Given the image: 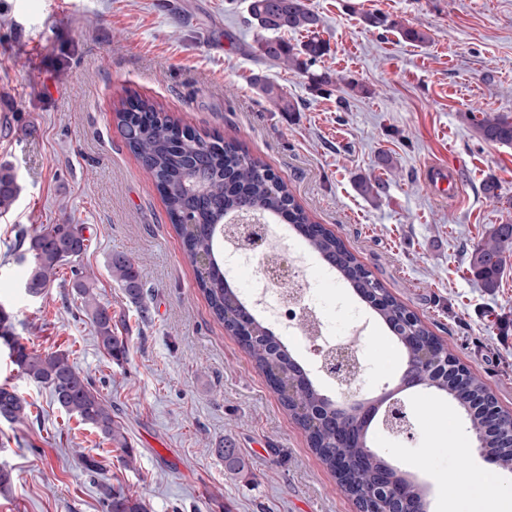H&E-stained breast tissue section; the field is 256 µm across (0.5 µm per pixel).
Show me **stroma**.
<instances>
[{
  "mask_svg": "<svg viewBox=\"0 0 512 512\" xmlns=\"http://www.w3.org/2000/svg\"><path fill=\"white\" fill-rule=\"evenodd\" d=\"M321 20L328 53L305 75L257 56L249 0H0V164L13 167L19 194L0 212V304L29 346L63 350L112 403L134 451L126 466L114 445L70 419L48 390L22 378L0 350V385L32 409L21 423L0 421V512H102L83 466L100 461L118 488L144 493L149 512H358L353 498L309 448L238 340L226 333L198 290L162 196L128 149L114 111L152 101L180 125L236 139L285 181L311 221L341 238L383 288L414 311L499 406L512 413V259L487 292L468 271L475 245L493 225L512 223V146L484 142L480 113L512 116V0H305ZM391 19L370 28L365 14ZM427 33L402 39L397 25ZM279 84L296 111L280 112L249 81ZM387 153L392 165L376 164ZM452 168L456 199L423 183L426 165ZM381 184L377 197L355 181ZM497 179L500 200L483 184ZM80 224L91 240L45 294L22 288L27 266L10 251L21 230ZM134 258L146 282V309L111 277L108 256ZM323 313L338 324L365 305L323 265ZM92 278L128 344L116 363L99 349L70 292L74 275ZM369 370L356 387L329 380L337 399H371L395 387L403 355L372 331L363 343ZM431 392L405 397L413 439L372 427L370 449L427 487L439 512L445 476L485 466L467 453L434 447L423 429ZM230 443L247 466L225 470L217 450Z\"/></svg>",
  "mask_w": 512,
  "mask_h": 512,
  "instance_id": "1",
  "label": "stroma"
}]
</instances>
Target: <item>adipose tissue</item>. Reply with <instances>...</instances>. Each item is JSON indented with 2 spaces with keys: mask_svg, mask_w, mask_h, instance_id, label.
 <instances>
[{
  "mask_svg": "<svg viewBox=\"0 0 512 512\" xmlns=\"http://www.w3.org/2000/svg\"><path fill=\"white\" fill-rule=\"evenodd\" d=\"M441 497L442 512H485L490 505L496 512H512V485L490 483L484 468L470 471L461 481L447 479Z\"/></svg>",
  "mask_w": 512,
  "mask_h": 512,
  "instance_id": "1",
  "label": "adipose tissue"
}]
</instances>
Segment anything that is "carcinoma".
Returning <instances> with one entry per match:
<instances>
[{
  "instance_id": "1",
  "label": "carcinoma",
  "mask_w": 512,
  "mask_h": 512,
  "mask_svg": "<svg viewBox=\"0 0 512 512\" xmlns=\"http://www.w3.org/2000/svg\"><path fill=\"white\" fill-rule=\"evenodd\" d=\"M250 17L259 29L255 52L258 56L302 72L327 51L319 38L321 20L304 0H250ZM306 33V40L292 44L286 33ZM251 84L281 112L296 111L279 85L264 75H254ZM127 146L143 169L154 179L167 206L169 216L190 260L205 255L210 264L198 271L197 284L214 315L224 328L247 349L271 388L285 407L298 417L309 444L332 471L337 473L341 489L355 495L371 486H387L406 507L423 512L422 488L387 459L368 451L369 426L355 420L340 422L336 408L316 384L305 389L299 404H289L278 375L291 365L288 355L279 350L275 333L261 320L244 311L237 289L224 287V258L218 252V227L225 219L239 213L259 210L281 224H289L309 248L334 263L339 276L355 288L378 317L391 325L406 312L403 305L388 295L333 233L309 220L297 204L288 185L250 157L234 139L214 136L208 140L186 129L155 104L139 98L136 103L116 109ZM481 139L492 144L512 145V118L500 113H484L475 123ZM19 191L11 166L0 165V209L7 210ZM89 247L83 227L78 224H41L22 232L15 246L22 261L29 263L23 282L26 295L42 296L53 282L61 266L81 257ZM512 250V224L493 226L489 236L475 245L469 259V270L481 287L492 292L506 268L505 253ZM111 276L134 304L145 305L146 291L139 266L124 252L109 255ZM73 299L93 327L100 349L113 361H123L127 342L112 331V312L101 304L92 284L80 277L70 283ZM406 363L418 366L422 361L418 349L430 347L435 355L449 362L455 357L437 336L422 323L396 336ZM0 347L8 352L17 372L33 384L49 391L54 404L68 415H74L92 428L102 440L114 443L133 461L123 427L112 416V403L97 392L91 377L81 372L64 351L46 352L29 347L15 333L12 314L0 304ZM429 387L448 395L464 411L471 428L483 425L484 415L478 402L490 396L485 382L466 370L458 376L451 371H434ZM28 416V405L15 389L0 386V420L21 422ZM480 447L493 457L496 467L512 471V424L503 423L500 435H487ZM218 453L230 471L245 468L235 449L222 447ZM104 512H148L145 499L136 492L116 489L105 479L98 481Z\"/></svg>"
}]
</instances>
